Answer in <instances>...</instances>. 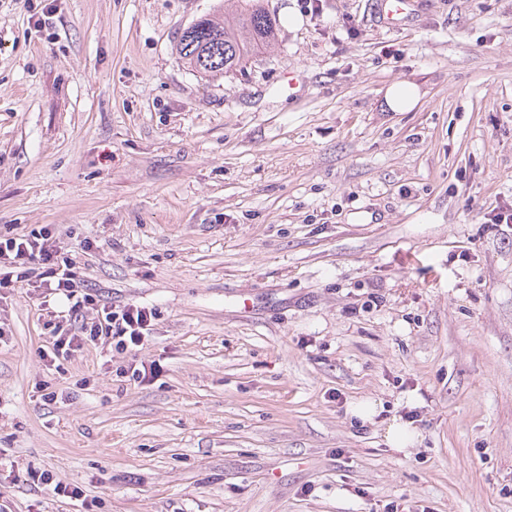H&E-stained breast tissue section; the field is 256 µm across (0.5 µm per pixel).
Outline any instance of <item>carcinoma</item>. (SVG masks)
<instances>
[{
  "instance_id": "cac0c4a2",
  "label": "carcinoma",
  "mask_w": 512,
  "mask_h": 512,
  "mask_svg": "<svg viewBox=\"0 0 512 512\" xmlns=\"http://www.w3.org/2000/svg\"><path fill=\"white\" fill-rule=\"evenodd\" d=\"M277 23L261 0H232L220 14L198 18L180 35L179 60L202 77L229 73L276 39Z\"/></svg>"
}]
</instances>
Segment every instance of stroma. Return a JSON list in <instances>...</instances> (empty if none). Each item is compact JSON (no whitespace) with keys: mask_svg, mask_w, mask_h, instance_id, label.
Instances as JSON below:
<instances>
[{"mask_svg":"<svg viewBox=\"0 0 512 512\" xmlns=\"http://www.w3.org/2000/svg\"><path fill=\"white\" fill-rule=\"evenodd\" d=\"M223 3L0 0V236L56 225L155 313L53 362L0 301V504L74 512L32 468L96 512H512V0H264L275 43L205 80L176 42ZM413 0H376V14L380 26L386 29L405 25L413 6ZM386 99L392 110L404 112L416 103L418 89L412 84H397L388 89ZM419 434L412 428L411 422H405L400 418H392L385 430V440L392 448L405 450L409 445L417 441Z\"/></svg>","mask_w":512,"mask_h":512,"instance_id":"1","label":"stroma"}]
</instances>
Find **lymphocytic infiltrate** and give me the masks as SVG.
Here are the masks:
<instances>
[{"label": "lymphocytic infiltrate", "instance_id": "lymphocytic-infiltrate-1", "mask_svg": "<svg viewBox=\"0 0 512 512\" xmlns=\"http://www.w3.org/2000/svg\"><path fill=\"white\" fill-rule=\"evenodd\" d=\"M61 251L60 233L52 224L17 237L0 238V290L23 284L41 298L54 295L68 303L66 313L49 311L44 323L51 359L69 358L90 345L104 351L142 347L153 319L152 310L101 302L96 294L82 289L74 262Z\"/></svg>", "mask_w": 512, "mask_h": 512}]
</instances>
